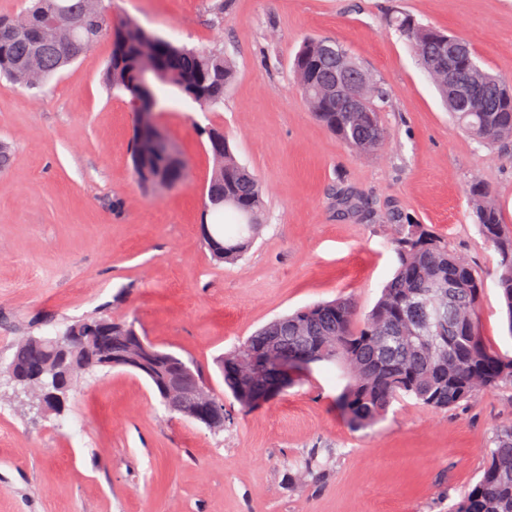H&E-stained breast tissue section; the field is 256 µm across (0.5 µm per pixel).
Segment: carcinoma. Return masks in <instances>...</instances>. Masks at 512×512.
I'll return each mask as SVG.
<instances>
[{"label": "carcinoma", "instance_id": "1", "mask_svg": "<svg viewBox=\"0 0 512 512\" xmlns=\"http://www.w3.org/2000/svg\"><path fill=\"white\" fill-rule=\"evenodd\" d=\"M58 22L56 37L40 38L43 21ZM421 59L432 81L445 97L448 110L462 129L477 142L512 150V90L481 68L471 43L463 38L424 26L408 15L393 20ZM449 37L458 46L455 57L459 84L477 82L486 106L468 112L455 109L450 89L425 57L430 36ZM108 38L112 52L104 80L129 96H141L144 104L159 105V90L172 87L205 111L216 112L224 103V91L233 76V65L216 46L187 48L146 31L121 15L112 24L105 0H34L17 16H0V76L31 86L27 64L37 60L38 85L82 54L81 44ZM157 45L156 76L148 77L137 58L146 42ZM325 39L304 40L293 71L298 86L315 117L352 150L379 152L386 132L374 106L367 112H347L344 103L321 104L326 85L336 73V56L323 53ZM338 51L357 73L364 75L372 100H384L386 92L343 49ZM208 151L215 160L204 190L203 206L211 222L202 223L204 243L219 262H235L252 246L262 227L265 210L262 184L236 160L221 128L207 132ZM135 173L149 186L172 187L183 176L179 155L162 149L150 153L138 141L131 146ZM482 235L498 256V286L512 331V229L502 224L500 211L488 190L476 184L471 192ZM397 266L371 311L360 320L348 299L314 304L261 327L220 361L224 385L241 410L261 407L264 394L251 385L248 359L267 329L277 325L288 345L314 359L346 369V384L338 403L349 422L358 428L377 422L392 403L404 396L438 411L454 408L483 391L512 385V357H505L479 336L477 318L484 283L462 259L448 251L445 238L422 224L400 225L392 242ZM112 321V351L132 347L139 334L135 323L111 320L99 314L76 321L60 333L65 336L86 324ZM13 363L22 370L36 361L29 337L16 344ZM147 375L153 389H175L183 381L207 385L193 362L159 348ZM487 464L478 483L457 504L454 512H512V426L497 431Z\"/></svg>", "mask_w": 512, "mask_h": 512}]
</instances>
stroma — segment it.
Instances as JSON below:
<instances>
[{
	"instance_id": "obj_1",
	"label": "stroma",
	"mask_w": 512,
	"mask_h": 512,
	"mask_svg": "<svg viewBox=\"0 0 512 512\" xmlns=\"http://www.w3.org/2000/svg\"><path fill=\"white\" fill-rule=\"evenodd\" d=\"M112 13L234 66L224 106L205 112L173 88L157 120L183 180L148 190L130 155L134 110L103 74L102 40L45 87L0 78V512H453L481 478L512 386L447 412L404 397L353 429L345 380L316 363L274 401L242 414L217 361L269 321L339 297L358 315L396 268L399 224L444 237L484 281L482 339L512 356L497 255L472 216L485 186L512 226V156L463 132L391 17L468 40L512 83V0H112ZM336 41L389 99L384 153L351 151L312 114L293 74L304 39ZM223 128L265 190L266 226L245 256L215 261L200 228ZM351 194L362 205L337 204ZM136 319L161 350L196 363L224 401L214 432L167 413L148 379L99 369L60 412L23 406L6 369L18 337L55 336L94 311Z\"/></svg>"
}]
</instances>
